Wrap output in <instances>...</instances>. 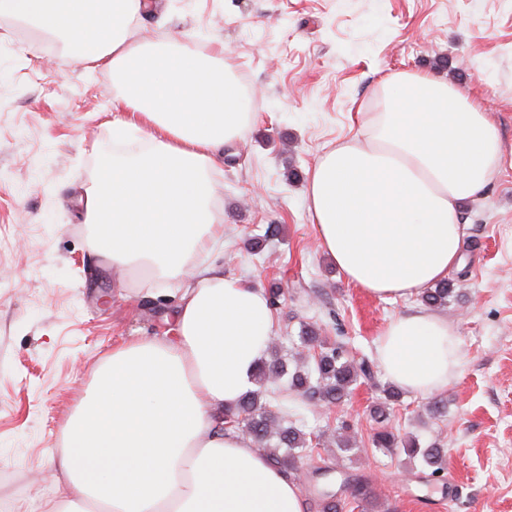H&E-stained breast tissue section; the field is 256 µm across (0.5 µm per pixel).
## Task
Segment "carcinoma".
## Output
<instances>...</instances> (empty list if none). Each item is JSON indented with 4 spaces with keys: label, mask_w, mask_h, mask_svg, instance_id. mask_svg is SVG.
Masks as SVG:
<instances>
[{
    "label": "carcinoma",
    "mask_w": 512,
    "mask_h": 512,
    "mask_svg": "<svg viewBox=\"0 0 512 512\" xmlns=\"http://www.w3.org/2000/svg\"><path fill=\"white\" fill-rule=\"evenodd\" d=\"M451 293L448 282L442 281L425 289L420 297L427 305L445 304ZM300 341L312 351L311 362L292 373L282 362L264 363L256 372V383L264 386L272 378H284L287 389L297 396L329 405L341 401L359 380L373 377V365L364 358H355L348 343L342 339L327 346L309 327ZM224 425L245 434L260 446L274 443L267 455L274 465L288 469L291 476L298 463L315 453L320 445L321 435L309 438L303 431L304 420L300 413L281 404L277 410H272L269 403L261 402L257 391L242 397L234 410L224 414ZM372 443L379 449L400 448L409 459H421L434 474L444 470L446 451L435 442L422 448L415 439H401L385 428L373 436Z\"/></svg>",
    "instance_id": "obj_1"
}]
</instances>
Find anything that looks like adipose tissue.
<instances>
[{
	"mask_svg": "<svg viewBox=\"0 0 512 512\" xmlns=\"http://www.w3.org/2000/svg\"><path fill=\"white\" fill-rule=\"evenodd\" d=\"M145 0H0V17L61 36L111 68L119 101L156 128L147 151L100 167L84 202L93 248L155 284L223 246L210 172L249 131L248 101L222 57L180 41L131 42ZM359 140L313 167L307 202L347 281L380 298L420 293L458 265L462 206L504 161L491 112L447 80L397 72ZM177 337L113 349L65 426L51 466L63 482L43 512H305L298 482L224 412L254 385L275 329L268 296L212 266L194 272ZM378 357L400 388L431 394L459 362L448 320L419 310L386 325Z\"/></svg>",
	"mask_w": 512,
	"mask_h": 512,
	"instance_id": "1",
	"label": "adipose tissue"
}]
</instances>
